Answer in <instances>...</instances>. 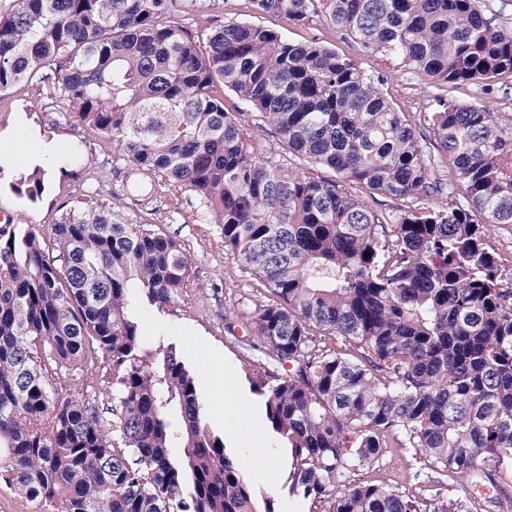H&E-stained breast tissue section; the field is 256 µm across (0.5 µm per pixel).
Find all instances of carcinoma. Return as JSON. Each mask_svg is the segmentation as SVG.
Segmentation results:
<instances>
[{
  "label": "carcinoma",
  "instance_id": "cac0c4a2",
  "mask_svg": "<svg viewBox=\"0 0 512 512\" xmlns=\"http://www.w3.org/2000/svg\"><path fill=\"white\" fill-rule=\"evenodd\" d=\"M251 3L321 15L431 86L490 95L512 79V28L479 0ZM198 5L0 0V96L58 79L65 116L112 143L132 180L192 195L225 255L272 294L248 329L266 364L291 365L253 385L288 449V497L324 512H475L466 497L425 507L336 483L390 438L467 487L512 467V284L486 234L512 225V117L437 94L415 123L384 73L251 23L177 21ZM220 85L277 145L260 147ZM43 189L36 170L15 191ZM376 194L400 208L374 211ZM190 269L177 241L92 189L47 235L0 226L1 482L43 512H275L207 425L195 370L172 345L148 347L138 321L135 303L173 304ZM105 364L110 423L96 400L63 395Z\"/></svg>",
  "mask_w": 512,
  "mask_h": 512
}]
</instances>
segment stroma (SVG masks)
<instances>
[{"instance_id": "stroma-1", "label": "stroma", "mask_w": 512, "mask_h": 512, "mask_svg": "<svg viewBox=\"0 0 512 512\" xmlns=\"http://www.w3.org/2000/svg\"><path fill=\"white\" fill-rule=\"evenodd\" d=\"M225 20L247 21L281 32L296 42L311 40L335 48L339 53L355 57L367 70L383 71L397 79L399 88L394 95L397 108L418 112L425 107L433 89L401 71L399 60L384 62L363 53L341 32L326 24L322 17L292 23L270 14L257 13L250 0H230L224 10ZM24 126L37 132L32 149L47 143L55 144L60 161L54 162V173L44 181V191L37 200L16 194L13 186L30 170L24 163L0 165V211L13 215L15 223L34 224L49 231L87 187H97L100 194L114 203L129 221H138L141 202L137 193L126 184L124 162H113L112 146L86 127L64 117L50 106L38 87L18 86L0 100V132ZM156 207V227L181 244L192 259L188 286L179 300L160 310L138 303L136 314L143 334L152 346L176 345L189 366L197 374L204 404H211L224 393L223 383L209 377L205 369L211 361L224 363V372L237 383L245 399V410L259 408L258 396L252 383L263 377L258 356L246 347L249 338L246 325L256 305L268 298V293L245 268L224 253V240L216 225L192 221L196 205L193 196H172L153 187ZM412 449H386L370 469L346 472L341 485L359 481H374L427 501L436 497L462 495L463 489L451 475L437 481L414 479L419 467ZM244 474L253 486L271 497L276 512H322L308 504L289 498L281 490L288 473L275 469L272 474L259 473L254 463L244 465Z\"/></svg>"}]
</instances>
